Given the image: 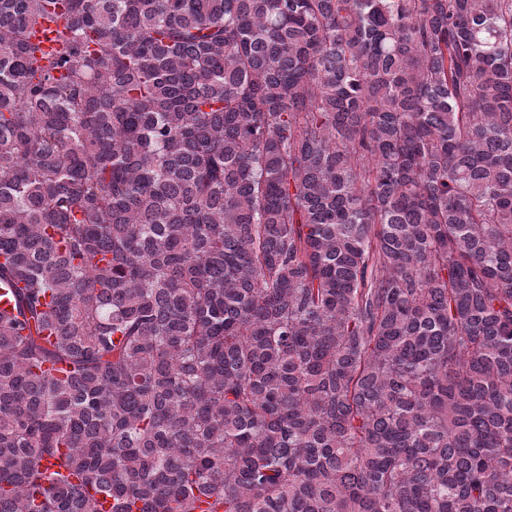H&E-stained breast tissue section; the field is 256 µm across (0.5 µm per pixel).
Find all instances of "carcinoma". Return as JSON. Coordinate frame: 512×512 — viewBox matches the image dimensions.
I'll list each match as a JSON object with an SVG mask.
<instances>
[{"instance_id": "carcinoma-1", "label": "carcinoma", "mask_w": 512, "mask_h": 512, "mask_svg": "<svg viewBox=\"0 0 512 512\" xmlns=\"http://www.w3.org/2000/svg\"><path fill=\"white\" fill-rule=\"evenodd\" d=\"M0 286V512H512V0H0Z\"/></svg>"}]
</instances>
